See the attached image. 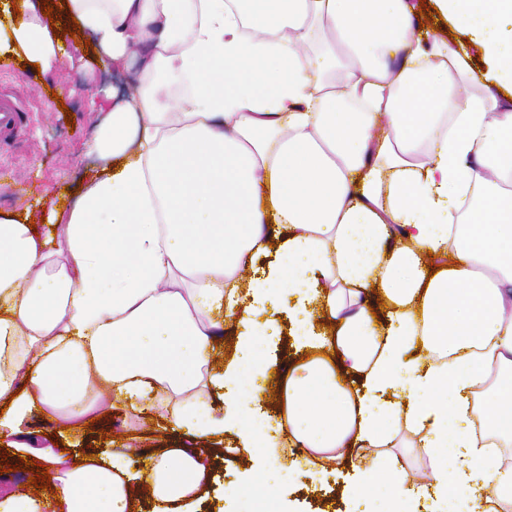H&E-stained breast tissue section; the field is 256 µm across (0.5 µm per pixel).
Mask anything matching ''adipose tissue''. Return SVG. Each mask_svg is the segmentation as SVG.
I'll return each mask as SVG.
<instances>
[{
  "mask_svg": "<svg viewBox=\"0 0 512 512\" xmlns=\"http://www.w3.org/2000/svg\"><path fill=\"white\" fill-rule=\"evenodd\" d=\"M44 2L49 25L0 0V57L47 68L85 42L138 79L49 233L0 216V437L34 414L82 433L108 390L171 432L232 436L272 492L376 448L347 512H512V0H435L453 43L416 0ZM285 297L298 361L277 374ZM403 429L428 483L388 453ZM130 453L37 458L63 512H147L137 482L148 512H196L205 454L167 448L133 475ZM424 6H420L419 13V21L422 22L424 27H427L431 30L432 33L441 37H448V41H454L455 36H459L452 32L450 22L448 23L438 14L433 2L431 0H426ZM430 14H433V18H430ZM449 33H452V36H449ZM462 40V36H459Z\"/></svg>",
  "mask_w": 512,
  "mask_h": 512,
  "instance_id": "adipose-tissue-1",
  "label": "adipose tissue"
}]
</instances>
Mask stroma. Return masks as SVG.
<instances>
[{"label":"stroma","instance_id":"1","mask_svg":"<svg viewBox=\"0 0 512 512\" xmlns=\"http://www.w3.org/2000/svg\"><path fill=\"white\" fill-rule=\"evenodd\" d=\"M100 89L99 68L87 53L60 58L51 69L41 71L24 59L0 64V91L15 94L25 109L18 134L0 141L1 216L18 212L25 203L30 221L40 222L45 210L37 200L43 190L78 188L88 163L86 144L100 119L98 108L104 101ZM98 408L109 439L124 443L138 437L143 451L171 446L168 432L138 422L125 409L111 406L109 398H101ZM48 447L63 450L67 444L50 421L37 415L16 435L0 440V457L14 466L13 471L0 473V498L30 491L34 473L30 461L36 449ZM210 451L214 467L199 512H236L237 501L225 499L224 489L236 483L249 462L227 441L211 444ZM349 476L345 468L308 474L288 490L296 512H320L330 505L343 512L339 490Z\"/></svg>","mask_w":512,"mask_h":512}]
</instances>
